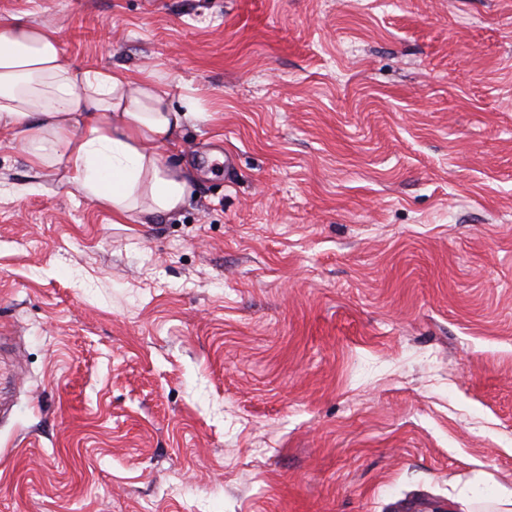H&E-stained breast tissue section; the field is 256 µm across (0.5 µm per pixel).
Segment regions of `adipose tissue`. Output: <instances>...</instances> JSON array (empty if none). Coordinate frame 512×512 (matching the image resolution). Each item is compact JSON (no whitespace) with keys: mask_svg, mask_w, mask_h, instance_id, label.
Here are the masks:
<instances>
[{"mask_svg":"<svg viewBox=\"0 0 512 512\" xmlns=\"http://www.w3.org/2000/svg\"><path fill=\"white\" fill-rule=\"evenodd\" d=\"M201 116L195 99L173 106L154 75L75 67L55 33L0 16V131L34 168L64 166L66 183L111 209L115 223L184 204L189 172L164 165L160 150Z\"/></svg>","mask_w":512,"mask_h":512,"instance_id":"adipose-tissue-1","label":"adipose tissue"}]
</instances>
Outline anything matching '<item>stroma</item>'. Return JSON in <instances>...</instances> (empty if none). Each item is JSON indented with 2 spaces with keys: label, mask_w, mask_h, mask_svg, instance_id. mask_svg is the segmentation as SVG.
<instances>
[{
  "label": "stroma",
  "mask_w": 512,
  "mask_h": 512,
  "mask_svg": "<svg viewBox=\"0 0 512 512\" xmlns=\"http://www.w3.org/2000/svg\"><path fill=\"white\" fill-rule=\"evenodd\" d=\"M208 117L116 224L0 133V512H473L512 488V0H0Z\"/></svg>",
  "instance_id": "1"
}]
</instances>
